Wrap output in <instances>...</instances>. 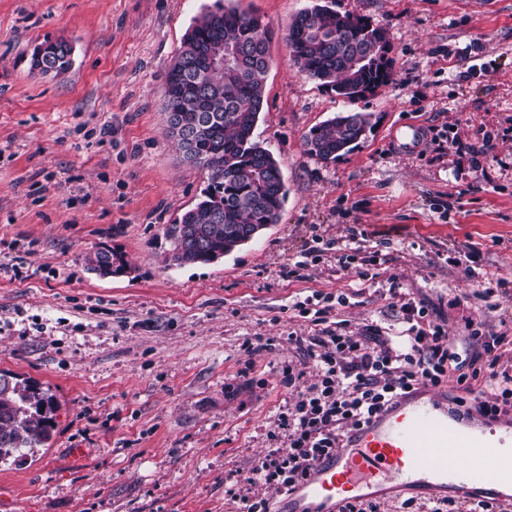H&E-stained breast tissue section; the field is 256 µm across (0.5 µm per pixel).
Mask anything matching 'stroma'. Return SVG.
<instances>
[{"instance_id": "1", "label": "stroma", "mask_w": 512, "mask_h": 512, "mask_svg": "<svg viewBox=\"0 0 512 512\" xmlns=\"http://www.w3.org/2000/svg\"><path fill=\"white\" fill-rule=\"evenodd\" d=\"M213 2L0 0V371L59 402L48 447L0 464V512H236L228 488L287 447L279 416L316 380L294 342L320 332L297 307L315 293L344 297L329 321L386 336L408 294L450 342L471 321L501 336L512 369V0H328L382 27L395 60L393 83L353 102L291 60L311 0H231L273 32L254 137L288 196L223 260L169 268L163 228L208 173L165 133V76ZM47 40L70 43L64 74L32 70ZM337 112L376 124L326 164L303 137ZM406 126L417 141L396 139ZM102 246L131 273L87 272ZM356 249L381 276L340 266ZM463 508L406 493L371 512Z\"/></svg>"}]
</instances>
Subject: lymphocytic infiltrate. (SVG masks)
<instances>
[{"instance_id":"f902f5d3","label":"lymphocytic infiltrate","mask_w":512,"mask_h":512,"mask_svg":"<svg viewBox=\"0 0 512 512\" xmlns=\"http://www.w3.org/2000/svg\"><path fill=\"white\" fill-rule=\"evenodd\" d=\"M400 309L408 328L399 341L375 327L365 336L328 327L315 337L308 355L318 381L281 414L289 443L270 450L253 467L246 482L256 492L239 495V512H270L261 488L295 490L319 461L411 389L440 386L452 375L458 392L450 400L456 406L474 407L492 420L512 410V373L502 369L497 354L501 337L475 328L461 349L449 342L441 325L427 322L424 307L415 299H405ZM479 380L492 396L469 402L467 396Z\"/></svg>"}]
</instances>
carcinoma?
<instances>
[{
	"instance_id": "obj_1",
	"label": "carcinoma",
	"mask_w": 512,
	"mask_h": 512,
	"mask_svg": "<svg viewBox=\"0 0 512 512\" xmlns=\"http://www.w3.org/2000/svg\"><path fill=\"white\" fill-rule=\"evenodd\" d=\"M271 34L260 18L216 0L194 18L165 84L164 113L176 112L195 139L191 164L208 172L201 198L165 225L168 267L211 264L278 223L287 198L279 161L253 130L263 110ZM294 65L307 78L355 101L393 81L394 58L383 28L316 3L288 24ZM56 73L67 71L71 46L47 44ZM369 112H339L304 135L307 154L324 162L349 153L373 128ZM87 271L101 277L128 272L124 257L107 247L87 253ZM55 394L51 388L0 372V461L45 448L51 438Z\"/></svg>"
}]
</instances>
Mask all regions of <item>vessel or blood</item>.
<instances>
[{
	"label": "vessel or blood",
	"mask_w": 512,
	"mask_h": 512,
	"mask_svg": "<svg viewBox=\"0 0 512 512\" xmlns=\"http://www.w3.org/2000/svg\"><path fill=\"white\" fill-rule=\"evenodd\" d=\"M477 413L458 414L430 388L399 399L323 458L274 512H340L349 502L404 490L479 497L483 487L504 500L512 487V423L495 439Z\"/></svg>",
	"instance_id": "1"
}]
</instances>
